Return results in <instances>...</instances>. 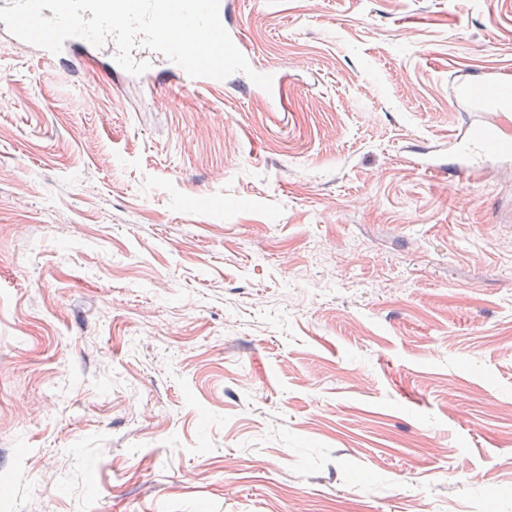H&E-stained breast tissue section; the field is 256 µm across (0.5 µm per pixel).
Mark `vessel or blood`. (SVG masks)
I'll use <instances>...</instances> for the list:
<instances>
[{
    "instance_id": "obj_1",
    "label": "vessel or blood",
    "mask_w": 512,
    "mask_h": 512,
    "mask_svg": "<svg viewBox=\"0 0 512 512\" xmlns=\"http://www.w3.org/2000/svg\"><path fill=\"white\" fill-rule=\"evenodd\" d=\"M100 48L111 58L109 67L113 75L122 76L124 70L114 60V41L106 40ZM100 48L85 39L73 37L64 42L62 51L91 59ZM132 55L136 60L149 62L151 69L158 74L176 78L182 89L211 91L224 86L223 81L217 79L191 77L176 63L147 48H137ZM454 97L457 102L465 103L472 125H479L486 115H493L494 134L481 139L471 136L464 142L453 140L448 144L449 163L432 158L422 161V168L437 172L449 169L454 175L466 178L490 162H512V71L491 69L480 74L459 73L454 82Z\"/></svg>"
}]
</instances>
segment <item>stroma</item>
Masks as SVG:
<instances>
[{"label": "stroma", "instance_id": "35a3bbf8", "mask_svg": "<svg viewBox=\"0 0 512 512\" xmlns=\"http://www.w3.org/2000/svg\"><path fill=\"white\" fill-rule=\"evenodd\" d=\"M284 106L0 36V512H512V165L447 151L512 0H237Z\"/></svg>", "mask_w": 512, "mask_h": 512}]
</instances>
